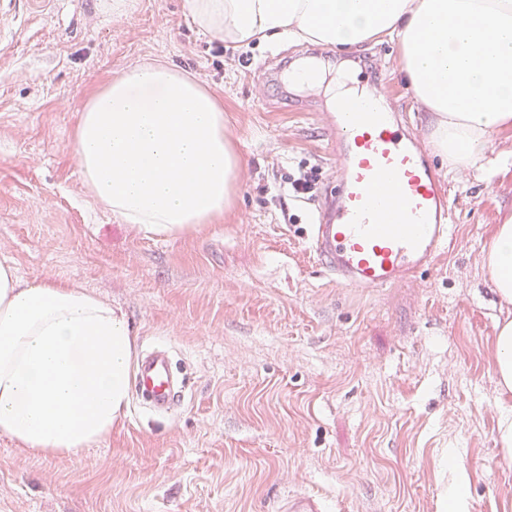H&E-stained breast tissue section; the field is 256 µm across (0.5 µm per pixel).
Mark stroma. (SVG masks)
Here are the masks:
<instances>
[{
  "label": "stroma",
  "mask_w": 512,
  "mask_h": 512,
  "mask_svg": "<svg viewBox=\"0 0 512 512\" xmlns=\"http://www.w3.org/2000/svg\"><path fill=\"white\" fill-rule=\"evenodd\" d=\"M184 0H15L0 36V261L26 281H69L125 314L136 346H167L187 397L167 419L137 400L102 441L45 456L0 436V512H279L312 493L326 512H448L449 457L469 512H512L498 440L495 325L483 257L512 214V130L491 172L436 173L451 234L432 269L387 288L336 286L308 247L335 172L324 92L283 74L314 58L347 69L428 146L398 47L341 53L288 40L238 49L202 35ZM173 65L224 105L245 167L235 206L186 236H158L88 194L72 150L86 98L138 63ZM316 168L312 197L277 188Z\"/></svg>",
  "instance_id": "1"
}]
</instances>
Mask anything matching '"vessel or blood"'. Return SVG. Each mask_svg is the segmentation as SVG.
<instances>
[{
	"instance_id": "b4317fda",
	"label": "vessel or blood",
	"mask_w": 512,
	"mask_h": 512,
	"mask_svg": "<svg viewBox=\"0 0 512 512\" xmlns=\"http://www.w3.org/2000/svg\"><path fill=\"white\" fill-rule=\"evenodd\" d=\"M340 174L310 227L308 245L325 273L345 288L374 290L429 269L448 241V199L426 150L393 113L362 99L331 113ZM132 390L159 417L182 405L186 385L170 348L144 349ZM281 512H324L311 493L287 498Z\"/></svg>"
}]
</instances>
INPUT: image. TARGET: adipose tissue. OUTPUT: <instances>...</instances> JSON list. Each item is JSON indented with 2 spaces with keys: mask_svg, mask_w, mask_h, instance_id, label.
Here are the masks:
<instances>
[{
  "mask_svg": "<svg viewBox=\"0 0 512 512\" xmlns=\"http://www.w3.org/2000/svg\"><path fill=\"white\" fill-rule=\"evenodd\" d=\"M211 40L285 36L351 49L386 36L431 141L452 171L481 166L491 134L512 129V0H185ZM73 149L90 195L156 235L214 223L233 205L243 162L224 107L176 68L135 66L84 102ZM486 269L512 303V215L496 225ZM123 313L77 283L26 282L0 262V435L74 455L129 406L135 351Z\"/></svg>",
  "mask_w": 512,
  "mask_h": 512,
  "instance_id": "ef3b65f1",
  "label": "adipose tissue"
}]
</instances>
